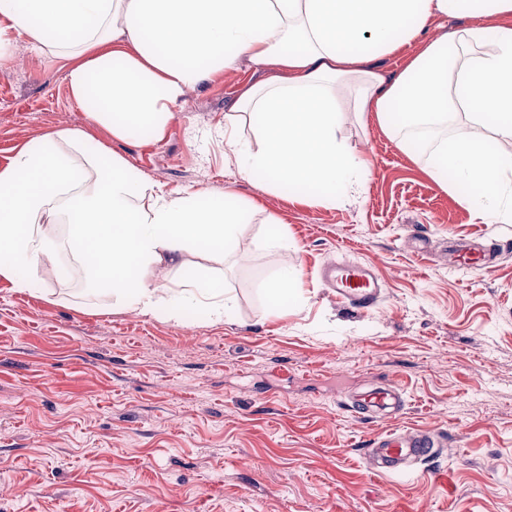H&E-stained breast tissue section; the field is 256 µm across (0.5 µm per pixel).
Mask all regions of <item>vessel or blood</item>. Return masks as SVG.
I'll use <instances>...</instances> for the list:
<instances>
[{"label":"vessel or blood","mask_w":512,"mask_h":512,"mask_svg":"<svg viewBox=\"0 0 512 512\" xmlns=\"http://www.w3.org/2000/svg\"><path fill=\"white\" fill-rule=\"evenodd\" d=\"M329 287L357 308L374 305L383 283L374 267L365 263H329L322 269ZM353 408L357 414L393 416L402 408L397 387L379 388L356 398ZM434 443L429 435L393 428L378 435L367 450L369 468L377 475L389 476L405 472L411 463L432 455Z\"/></svg>","instance_id":"1"}]
</instances>
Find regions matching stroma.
<instances>
[{
	"label": "stroma",
	"mask_w": 512,
	"mask_h": 512,
	"mask_svg": "<svg viewBox=\"0 0 512 512\" xmlns=\"http://www.w3.org/2000/svg\"><path fill=\"white\" fill-rule=\"evenodd\" d=\"M14 52L0 66V168L26 141L85 129L167 191H230L253 209L224 263L188 256L223 281L229 321L87 304L77 264L48 292L0 277V512H512V223H484L354 112L338 137L371 154L361 195L322 186L306 200L240 179L258 132L238 122L231 149L224 125L257 67L188 91L144 144L87 125L63 62ZM475 240L498 249L495 266L453 265L451 248ZM327 261L373 265L379 304L339 299L318 276ZM287 267L299 299L270 297ZM390 382L397 421L339 404ZM395 426L437 432L446 450L378 476L363 452Z\"/></svg>",
	"instance_id": "stroma-1"
}]
</instances>
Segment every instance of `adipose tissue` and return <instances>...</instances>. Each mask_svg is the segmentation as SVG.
<instances>
[{"label": "adipose tissue", "instance_id": "obj_1", "mask_svg": "<svg viewBox=\"0 0 512 512\" xmlns=\"http://www.w3.org/2000/svg\"><path fill=\"white\" fill-rule=\"evenodd\" d=\"M472 23L429 39L436 19ZM63 60L73 100L113 138L163 139L187 92L251 64L266 79L233 105L260 132L237 174L288 191L362 188L366 152L338 139L345 94L401 150L426 155L443 189L478 187L473 206L512 222V0H0V63L18 41ZM410 47L397 75L377 59ZM249 215L232 200L172 194L88 133L60 129L16 149L0 168V276L14 288L67 280L82 263L84 292L111 307L166 319L192 310L233 316V300L187 254L215 261ZM176 266L173 285L155 270Z\"/></svg>", "mask_w": 512, "mask_h": 512}]
</instances>
